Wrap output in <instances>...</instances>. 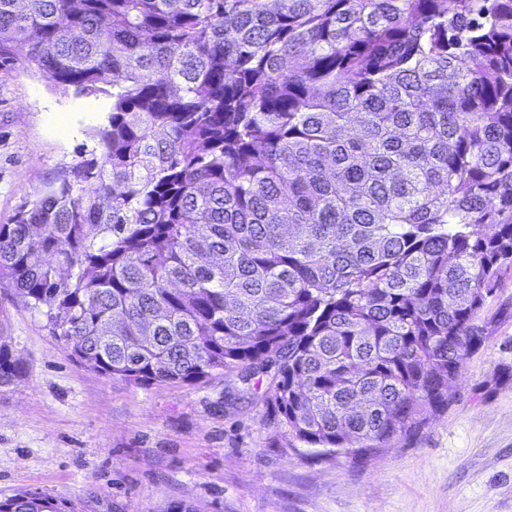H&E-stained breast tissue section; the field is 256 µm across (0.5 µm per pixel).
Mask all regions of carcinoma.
I'll return each instance as SVG.
<instances>
[{"instance_id":"cac0c4a2","label":"carcinoma","mask_w":512,"mask_h":512,"mask_svg":"<svg viewBox=\"0 0 512 512\" xmlns=\"http://www.w3.org/2000/svg\"><path fill=\"white\" fill-rule=\"evenodd\" d=\"M17 65L112 99L100 155L0 224V281L80 365L265 379L321 455L448 408L512 270V0H0Z\"/></svg>"}]
</instances>
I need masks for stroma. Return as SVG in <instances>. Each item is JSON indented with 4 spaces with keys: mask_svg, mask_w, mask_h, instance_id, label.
Here are the masks:
<instances>
[{
    "mask_svg": "<svg viewBox=\"0 0 512 512\" xmlns=\"http://www.w3.org/2000/svg\"><path fill=\"white\" fill-rule=\"evenodd\" d=\"M112 101L0 71V224L95 149ZM446 413L369 460L291 448L235 377L134 385L81 366L45 317L0 287V339L23 373L0 387V501L77 512H512V271L481 314ZM1 512H76L68 500L48 496L18 494L15 498L0 503Z\"/></svg>",
    "mask_w": 512,
    "mask_h": 512,
    "instance_id": "obj_1",
    "label": "stroma"
}]
</instances>
